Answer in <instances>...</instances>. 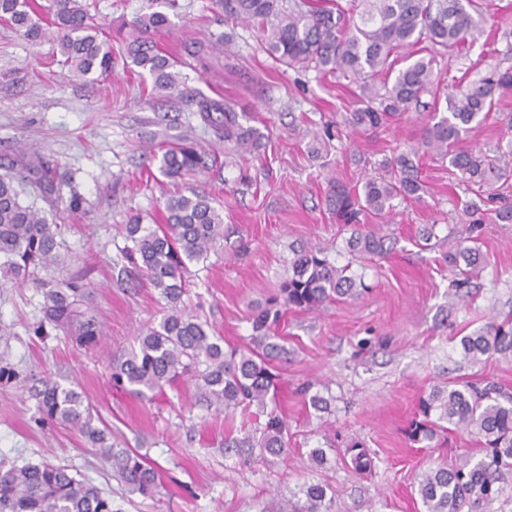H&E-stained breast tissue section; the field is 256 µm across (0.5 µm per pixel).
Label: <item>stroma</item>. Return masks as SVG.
Instances as JSON below:
<instances>
[{
  "label": "stroma",
  "instance_id": "obj_1",
  "mask_svg": "<svg viewBox=\"0 0 512 512\" xmlns=\"http://www.w3.org/2000/svg\"><path fill=\"white\" fill-rule=\"evenodd\" d=\"M180 3L173 34L156 35L158 46L177 57L184 42L234 32L231 54L182 74L198 96L237 101L242 123L264 135L258 155H225L223 139L195 106L152 96L149 76L119 70L94 82L71 78L55 42H32L0 26V161L33 147L73 172L86 210L63 219V274L86 284L87 305L105 330L85 348L59 331L37 335L41 293L0 288V325L9 330L0 335V366L15 372L0 382V466L44 459L68 466L110 494L115 512H277L311 483L329 486L334 512H424L417 485L425 472L477 454L479 443L448 429L429 443L409 441L421 400L436 386L486 381L512 396V359L474 363L461 346L487 326H512V224L483 225L475 274L457 275L444 255L466 235L465 195L447 164L427 159L421 177L428 192L397 204L385 228L386 254L352 252L350 229L329 209V179L358 187L377 175L397 146L419 141L426 110L386 128L352 131L344 124L352 101L344 80L275 64L251 30L216 22L211 0ZM481 61L512 69L505 41L478 42L443 58L440 80L474 72ZM189 127L220 164L173 181L146 153ZM191 187L223 211L224 237L207 259L190 263L185 305L225 346L249 345L252 311L287 278L296 250L320 248L366 287L358 298L283 315L288 354L277 365L276 403L288 420L287 458L225 448V439L243 438L263 414L241 408L228 418L207 409L190 379L149 400L112 385L113 359L163 314L158 292L124 270L123 227L131 215L161 210L169 195ZM429 225L435 236L425 244L419 236ZM43 379L74 386L110 427L114 444L157 464L160 492H129L76 432L40 426L31 389ZM306 383L327 398V409L315 410L297 394ZM355 442L373 459L367 473L351 467L346 450ZM315 448L326 451L323 467L310 461Z\"/></svg>",
  "mask_w": 512,
  "mask_h": 512
}]
</instances>
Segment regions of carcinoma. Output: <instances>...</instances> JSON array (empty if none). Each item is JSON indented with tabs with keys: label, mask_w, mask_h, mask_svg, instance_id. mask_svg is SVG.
<instances>
[{
	"label": "carcinoma",
	"mask_w": 512,
	"mask_h": 512,
	"mask_svg": "<svg viewBox=\"0 0 512 512\" xmlns=\"http://www.w3.org/2000/svg\"><path fill=\"white\" fill-rule=\"evenodd\" d=\"M156 10L133 21L138 36L121 50L112 46L111 26L90 14L85 0H0V21L28 40L52 34L62 64L73 76L90 81L94 75L114 74L117 60L126 68H138L152 78L153 90L167 98H178L197 106L201 120L214 127L224 142L240 155H251L261 147L262 134L240 122L231 99H196L185 86L176 62L153 41V35L173 29L171 17L178 15V0H151ZM215 12L225 22L244 23L257 30L270 57L288 68L314 70L335 75L355 85V109L346 122L354 130H369L397 120L432 99L430 123L418 145L399 150L381 163L384 173L365 180L362 188L329 182V204L336 223L352 227L350 248L365 256L386 251L383 225L390 222L394 201L420 200L427 186L420 178L424 155L448 162L451 172L471 192L463 208L464 223L471 231L491 217L512 223V205L490 210L491 188L507 184L512 175V138L493 150L475 153L458 148L472 128L499 111L501 95L512 90V70L493 66L476 81L463 75L441 95L435 76L437 58L471 48L488 24L483 0H212ZM232 39L219 35L184 45L185 54L199 63L216 52L227 53ZM418 59L401 68L399 64ZM221 117L215 119L212 113ZM159 170L168 178L201 173L218 163L216 155L202 150L187 130L180 141L161 153ZM70 187L67 211L80 213L85 199L72 188V176L59 164L34 152H21L19 167L7 166L0 174V270L10 282L30 285L43 296L45 324L69 333L81 346L104 335L96 316L80 310L87 289L74 279L44 277L60 265L61 225L55 214L63 199L62 187ZM32 189L48 204L52 216L21 196ZM224 237L223 214L208 195L197 189L167 198L162 223L144 224L135 216L125 225L123 258L144 276L165 301L166 313L158 325L140 331L136 345L112 363V383L146 397L162 391L180 377L196 382L200 397L208 405L231 414L239 407L268 408L274 401L272 363L286 353L273 341L283 309L317 310L323 305L360 294L356 279L346 268L331 263L316 248L294 251L291 274L265 307L253 313L251 345L224 350V338L208 323L189 313L184 305L188 264L205 258L216 241ZM477 237L459 241L448 252V266L461 274L480 256ZM472 361L496 355L512 357V328L491 326L462 342ZM41 421L76 431L93 447L100 463L112 476L140 494L150 495L161 486V472L144 455L131 448H118L95 417L80 392L55 382H44L36 393ZM424 419L412 425L415 441L431 440L438 422L480 439L483 457L465 456L454 466L429 470L419 482L418 494L426 512H484V506L502 493L501 483L512 474V397L502 399L498 387L437 386L422 401ZM259 448L275 457L288 456V422L271 409L258 434L236 446ZM359 471L372 466L364 448L348 449ZM305 501L298 512H332L326 487L310 484L301 490ZM0 512H114L112 501L97 486L71 475L69 468L48 461L0 468Z\"/></svg>",
	"instance_id": "cac0c4a2"
}]
</instances>
